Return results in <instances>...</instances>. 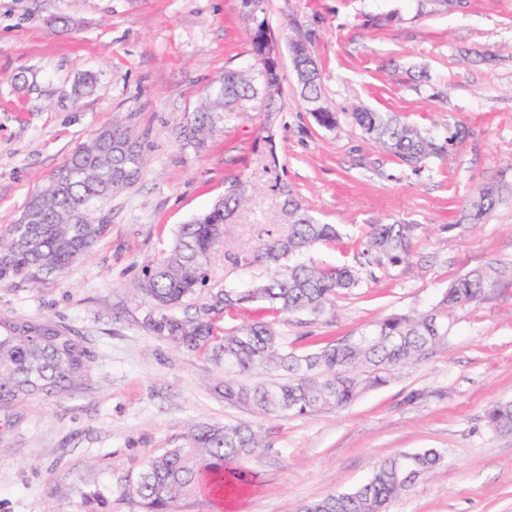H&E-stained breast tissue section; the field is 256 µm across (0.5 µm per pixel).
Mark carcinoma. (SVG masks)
I'll list each match as a JSON object with an SVG mask.
<instances>
[{"label":"carcinoma","instance_id":"cac0c4a2","mask_svg":"<svg viewBox=\"0 0 512 512\" xmlns=\"http://www.w3.org/2000/svg\"><path fill=\"white\" fill-rule=\"evenodd\" d=\"M247 36L251 50L264 37V0H252ZM309 35L298 33L289 41L291 53L312 59ZM257 68L235 79H224L220 96L206 99L190 120L180 126V138L201 146L219 112H246L258 100L270 106L271 86L280 85L263 57L253 54ZM307 105L325 129L336 126V113L321 100L319 73L309 67L297 75ZM356 124L380 149L409 166H420L447 153V142L464 138L458 128L442 143L416 128L399 122L387 112L365 109L353 113ZM141 169L139 145L116 126L97 133L82 144L34 195L27 210L31 224H13L0 235V282L34 284L58 276L79 263L107 231L97 221L72 223L76 214L91 212L92 203L134 184ZM508 187L501 182L480 188L469 200L465 217L480 218L495 208ZM244 184L233 179L224 185V196L205 213L179 226L172 248L148 265L140 293L166 310L152 327L171 344L188 352L206 350L221 371L218 386L224 403L246 407L257 414L306 416L354 402L366 390L386 384L400 369L419 362L448 335V313L480 303L496 286L500 270L488 267L456 279L429 310L394 314L368 325L356 336L330 339L316 336L311 347L298 350V336L288 340L279 329L280 317L319 318L333 310V297L359 287L370 265L382 260L395 264L410 258L413 225L372 224L360 243L356 265L322 267L289 263L318 244L336 241L334 224H324L310 207L288 194L284 211L289 231L284 237L260 244L252 255L233 258L237 266L261 265L265 276L251 287L224 289L212 296L193 317H179L171 310L203 287L224 223L245 202ZM255 306L257 316L218 334L216 323L226 309ZM91 354L83 341L55 321L0 317V407L28 398L71 395L90 377ZM280 381L247 386L239 377L275 374ZM487 425L500 433L512 432V402L491 405ZM267 448L262 436L247 422L202 424L192 427L184 441L161 448L142 467L120 476L106 488L84 496L87 512H104L118 495L135 512H176L177 504L200 491H224L243 486L262 492L249 461ZM443 454L428 448L401 452L382 461L372 477L356 489L329 495L306 504L301 512H386L389 502L443 462Z\"/></svg>","mask_w":512,"mask_h":512}]
</instances>
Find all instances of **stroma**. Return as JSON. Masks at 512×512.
Segmentation results:
<instances>
[{
  "mask_svg": "<svg viewBox=\"0 0 512 512\" xmlns=\"http://www.w3.org/2000/svg\"><path fill=\"white\" fill-rule=\"evenodd\" d=\"M265 10L283 47L275 106L226 116L197 150L183 145L181 122L225 70L254 62L240 0H0V230L97 132L123 125L141 150L139 179L100 204L109 229L81 262L35 285L0 282V314L54 319L93 356L80 392L0 408V512H84L85 493L138 470L192 425L240 420L269 447L251 463L264 491L243 497L239 512H298L425 448L443 464L388 512H512V434L485 421L491 404L512 401V193L477 228L463 212L482 186L512 185V0H265ZM298 31L311 36L333 129L300 96L286 49ZM359 107L439 141L458 125L469 134L445 159L412 167L370 145L351 118ZM237 177L250 201L178 315L262 275L228 256L287 234V190L342 233L307 252L311 263L354 264L370 225L414 227L410 262L372 265L332 313L282 322L288 337L356 335L430 308L471 270L502 275L477 306L450 315L446 339L421 363L348 407L265 416L227 405L207 351L160 337L161 311L139 288L178 225ZM414 391L421 400L409 401Z\"/></svg>",
  "mask_w": 512,
  "mask_h": 512,
  "instance_id": "stroma-1",
  "label": "stroma"
}]
</instances>
